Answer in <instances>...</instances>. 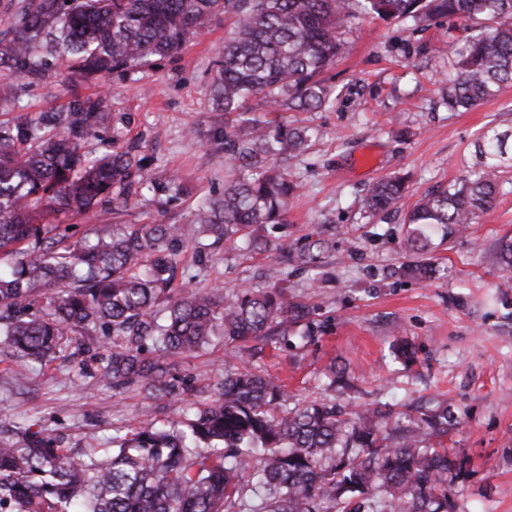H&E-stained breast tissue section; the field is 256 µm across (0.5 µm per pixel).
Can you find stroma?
<instances>
[{"label": "stroma", "instance_id": "stroma-1", "mask_svg": "<svg viewBox=\"0 0 512 512\" xmlns=\"http://www.w3.org/2000/svg\"><path fill=\"white\" fill-rule=\"evenodd\" d=\"M226 30L223 17L213 18L180 52L138 72L76 83L66 69L50 72L39 84L20 85L7 112L33 115L75 95L104 96L109 120L84 152L137 146L144 176L174 172L191 190L164 212L151 193L133 195L120 222L187 223L198 201L224 187V115L212 108V84ZM457 35L445 19H366L328 73L332 107L286 112L289 123L320 136L291 163L296 191L288 222L271 238L292 247L325 240L322 262L285 266L272 251L209 245L184 252L180 268L204 291L286 283L289 299L313 308L319 329L309 341L268 344L255 354L247 343L217 336L184 357L182 369L203 403L225 370L243 368L285 384L299 404L330 399L351 410L378 401H447L452 419L443 444L464 463L453 480L454 512H512V271L497 256L499 239L512 235V162L492 208L464 233L430 246L435 278L396 273L413 258L406 212L473 169L483 132L512 130V86L471 110L444 103L448 44ZM390 174L407 176L408 196L396 211L368 216L364 189ZM400 343L411 347L412 362L395 357ZM332 365L344 369V386L327 385L323 374ZM68 376L78 387L65 384ZM183 417L181 407L156 404L144 390L103 386L93 353L40 365L0 355L2 426L37 423L74 448L90 436L104 443Z\"/></svg>", "mask_w": 512, "mask_h": 512}]
</instances>
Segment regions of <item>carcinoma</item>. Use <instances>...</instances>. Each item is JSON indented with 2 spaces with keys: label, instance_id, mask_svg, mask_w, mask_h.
<instances>
[{
  "label": "carcinoma",
  "instance_id": "carcinoma-1",
  "mask_svg": "<svg viewBox=\"0 0 512 512\" xmlns=\"http://www.w3.org/2000/svg\"><path fill=\"white\" fill-rule=\"evenodd\" d=\"M230 22L213 80L224 117L232 176L187 224L109 220L72 239L59 216L86 212L147 185L160 206L181 200L177 175L146 180L135 147L91 157L82 141L103 128V97H73L55 112L0 121V354L54 360L62 345L90 349L107 338L100 380L114 391L143 388L186 407L185 419L80 448L32 426L0 430V512H452L450 477L459 456L430 443L448 433V406L417 407L389 428L379 402L347 413L331 402L289 406L285 388L251 372H227L199 405L176 375L183 356L216 333L234 341L288 344V326L310 316L281 288H238L228 296L176 292L179 256L201 233L230 248L267 250L286 223L295 183L288 161L315 137L308 127L249 112L326 109L325 73L365 18L451 17L464 36L448 46L447 104L470 110L512 86V0H18L0 31V106L20 76L35 82L64 63L73 80L125 73L182 49L218 14ZM507 134L477 142L478 162L424 196L404 217L423 255L432 234L460 233L492 205ZM406 178L370 186L366 211L398 208ZM322 243L297 252L319 261ZM56 285L48 308L41 289Z\"/></svg>",
  "mask_w": 512,
  "mask_h": 512
}]
</instances>
